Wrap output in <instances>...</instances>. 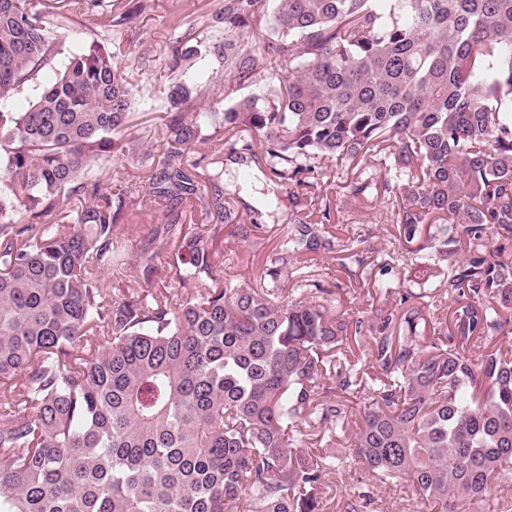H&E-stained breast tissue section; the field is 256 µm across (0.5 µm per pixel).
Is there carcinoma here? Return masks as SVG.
Segmentation results:
<instances>
[{
	"label": "carcinoma",
	"mask_w": 512,
	"mask_h": 512,
	"mask_svg": "<svg viewBox=\"0 0 512 512\" xmlns=\"http://www.w3.org/2000/svg\"><path fill=\"white\" fill-rule=\"evenodd\" d=\"M128 20L16 112L60 48L43 0H0V512H374L361 485L328 508L353 468L430 512L512 490V0H224V98L195 112L210 88L178 77L137 136ZM260 58L277 84L237 98ZM146 134L165 146L149 193L179 210L110 299L138 202L94 165ZM211 142L291 190L286 234L245 222L222 173L199 181L190 154ZM369 200L436 287L389 253L374 279L350 268L366 257L331 213ZM226 228L261 248V283L224 277ZM324 253L346 284L312 278ZM368 287L370 311L337 310ZM355 395L349 445L309 454L317 434L340 444Z\"/></svg>",
	"instance_id": "cac0c4a2"
}]
</instances>
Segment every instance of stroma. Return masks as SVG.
<instances>
[{"label": "stroma", "mask_w": 512, "mask_h": 512, "mask_svg": "<svg viewBox=\"0 0 512 512\" xmlns=\"http://www.w3.org/2000/svg\"><path fill=\"white\" fill-rule=\"evenodd\" d=\"M145 7L125 28L126 40L118 62L128 73L137 102L135 114H146L154 124H163L167 89L172 74L169 62L175 53H182L181 68L189 76L208 83L224 74V63L219 55V42L224 37L220 19L224 0H143ZM51 33L62 39L63 52L75 51L92 42H106L112 37L97 8L90 4L75 6L74 0H60L59 9L49 14ZM201 169L222 171L223 183L233 190L240 208L252 207L259 213H274L279 231L288 228L292 210L287 191L271 192L269 181L258 169L215 162L208 147H200L196 154ZM105 168L115 185L133 184L142 200L141 208L125 218L128 226L125 251L134 254L140 239L151 225L163 220L169 210L167 201L151 196L143 179L145 173L137 158L120 156L107 162ZM337 224L350 234L362 237L361 247L368 253H379L389 248L392 233L383 231L386 219L379 209L363 207L354 212L337 214Z\"/></svg>", "instance_id": "1"}]
</instances>
